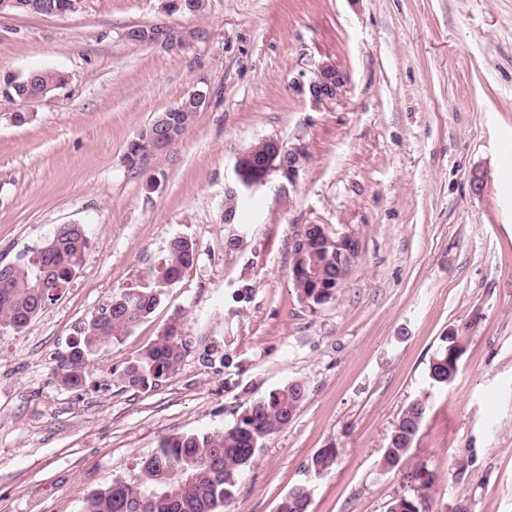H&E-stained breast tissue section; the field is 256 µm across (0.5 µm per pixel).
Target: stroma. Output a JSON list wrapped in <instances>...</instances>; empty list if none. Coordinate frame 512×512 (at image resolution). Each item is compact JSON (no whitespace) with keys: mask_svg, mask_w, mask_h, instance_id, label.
<instances>
[{"mask_svg":"<svg viewBox=\"0 0 512 512\" xmlns=\"http://www.w3.org/2000/svg\"><path fill=\"white\" fill-rule=\"evenodd\" d=\"M167 24L207 38L182 51L126 39ZM347 75L313 106L318 64ZM51 67L54 96L0 104V264L63 224L89 247L73 279L21 332L0 334V512H83L162 439L232 424L248 400L291 381L307 395L246 468L224 512H276L296 484L309 512H387L431 482L428 512H512V0H73L59 15L0 17V74ZM204 77L211 103L170 148L125 154ZM304 147L295 183L250 192L245 249H225L224 185L259 140ZM484 187L474 191L473 173ZM355 233L360 257L335 300L290 279L299 225ZM196 259L85 383L54 372L80 327L126 288L147 286L170 240ZM250 287L248 301L233 302ZM182 317L193 340L224 338L227 365L196 354L156 388L115 372ZM466 328L451 385L428 378L449 330ZM427 405L404 467L379 461L414 400ZM329 473L309 472L320 449Z\"/></svg>","mask_w":512,"mask_h":512,"instance_id":"35a3bbf8","label":"stroma"}]
</instances>
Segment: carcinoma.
<instances>
[{
  "label": "carcinoma",
  "instance_id": "1",
  "mask_svg": "<svg viewBox=\"0 0 512 512\" xmlns=\"http://www.w3.org/2000/svg\"><path fill=\"white\" fill-rule=\"evenodd\" d=\"M43 0H16L4 12L44 14ZM65 76L58 70L41 69L26 75H0V100L8 103L37 101L40 93L49 96L64 89ZM181 97L164 111L184 132L196 110L184 105ZM153 125H148L129 144L126 161L137 165L151 151ZM267 144L251 147L243 161L244 176L253 180L261 175L256 161L262 158ZM37 250L14 264L7 287H0V331L18 332L37 317L50 299L52 285L40 283V267L47 266L61 284L69 283L82 263L87 238L64 224ZM196 243L178 237L168 244L153 281L143 288H128L112 297L80 329L77 341L69 347L58 365L62 385L77 388L86 381L92 357L107 344H118L160 304L168 288L195 259ZM314 264L323 283L316 288L307 281L293 280L297 292L314 305L336 298V250L331 243L305 244L293 253V264ZM464 340L459 331L443 337L442 345L429 364L428 377L438 386H446L458 372L459 361L448 356ZM192 342L183 335L181 319H173L155 343L124 362L118 378L120 384L136 392H146L165 379L191 352ZM199 362L206 367L224 364V344L210 340L197 349ZM306 397L301 382H289L251 400L239 418L220 430L182 434L161 440L158 448L138 464L137 474L126 480L115 479L94 492L85 502L83 512H223L224 505L235 495L243 470L249 466L266 440L280 432L293 419ZM426 416L420 400L409 403L401 414L385 449L381 467L396 469L408 460L410 449ZM336 460V449L322 448L308 460L307 469L316 476L329 472ZM429 485L396 495L388 512H419L418 499L429 497ZM311 492L297 484L283 496L277 512H308Z\"/></svg>",
  "mask_w": 512,
  "mask_h": 512
}]
</instances>
